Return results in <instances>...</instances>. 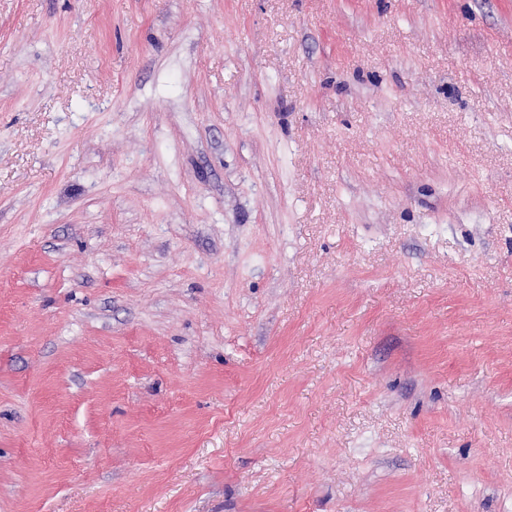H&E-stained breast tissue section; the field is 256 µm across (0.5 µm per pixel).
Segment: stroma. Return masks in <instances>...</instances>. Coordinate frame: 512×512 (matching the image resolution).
Returning <instances> with one entry per match:
<instances>
[{"label":"stroma","instance_id":"stroma-1","mask_svg":"<svg viewBox=\"0 0 512 512\" xmlns=\"http://www.w3.org/2000/svg\"><path fill=\"white\" fill-rule=\"evenodd\" d=\"M0 512H512V0H0Z\"/></svg>","mask_w":512,"mask_h":512}]
</instances>
